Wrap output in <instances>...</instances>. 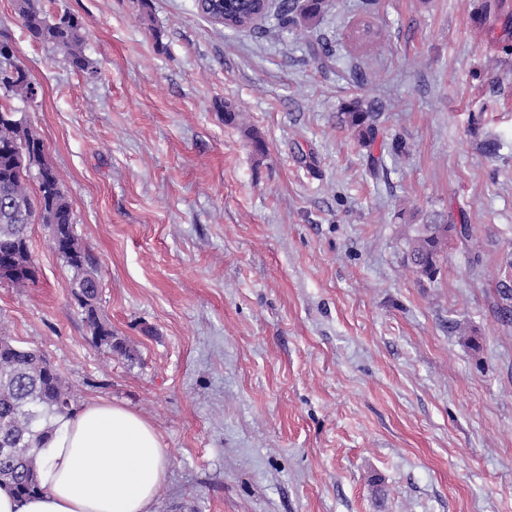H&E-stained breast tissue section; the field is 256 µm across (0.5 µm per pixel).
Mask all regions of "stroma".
<instances>
[{
	"label": "stroma",
	"mask_w": 512,
	"mask_h": 512,
	"mask_svg": "<svg viewBox=\"0 0 512 512\" xmlns=\"http://www.w3.org/2000/svg\"><path fill=\"white\" fill-rule=\"evenodd\" d=\"M41 6L85 20L97 75L0 0V41L39 92L9 104L133 355L93 343L39 224L35 284L0 283V335L40 350L74 409L154 425L153 512H512V321L494 304L512 270V0H329L312 28L272 11L240 32L194 0ZM318 37L332 58L309 56ZM356 99L403 152L340 124ZM450 213L473 241L418 281L409 228Z\"/></svg>",
	"instance_id": "35a3bbf8"
}]
</instances>
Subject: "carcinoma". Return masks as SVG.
Listing matches in <instances>:
<instances>
[{"label": "carcinoma", "instance_id": "obj_1", "mask_svg": "<svg viewBox=\"0 0 512 512\" xmlns=\"http://www.w3.org/2000/svg\"><path fill=\"white\" fill-rule=\"evenodd\" d=\"M327 0H282L281 19L290 24L317 21ZM262 0H211L208 16L224 20L230 31L255 29L253 17L270 11ZM15 11L32 39L62 50L70 66L96 75L84 55L86 23L68 12L47 17L39 0H15ZM36 85L16 55H0V92L4 97L36 100ZM340 121L353 129L361 145L370 147L377 135V114L365 112L359 101L340 113ZM37 187L30 188V181ZM54 225L53 250L73 272L69 288L79 299L84 322L95 343L112 352L131 356L126 345L112 333L99 306V280L90 251L75 237L73 213L56 170L46 158L44 141L33 132L26 116L0 103V252L10 255L19 275L7 280L13 288L30 287L36 279L24 274L34 262L29 228ZM472 241L470 225L443 222L412 225L406 239L405 258L420 279L432 281L440 272L448 245ZM501 310H512V282L497 285ZM72 387L40 351L18 346L0 336V485L19 496L41 491L38 481L39 453L56 428L54 421L73 414Z\"/></svg>", "mask_w": 512, "mask_h": 512}]
</instances>
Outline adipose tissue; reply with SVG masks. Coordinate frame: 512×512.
I'll return each instance as SVG.
<instances>
[{"label": "adipose tissue", "mask_w": 512, "mask_h": 512, "mask_svg": "<svg viewBox=\"0 0 512 512\" xmlns=\"http://www.w3.org/2000/svg\"><path fill=\"white\" fill-rule=\"evenodd\" d=\"M39 458L40 492L0 486V512H151L168 467L153 425L107 402L62 419Z\"/></svg>", "instance_id": "1"}]
</instances>
